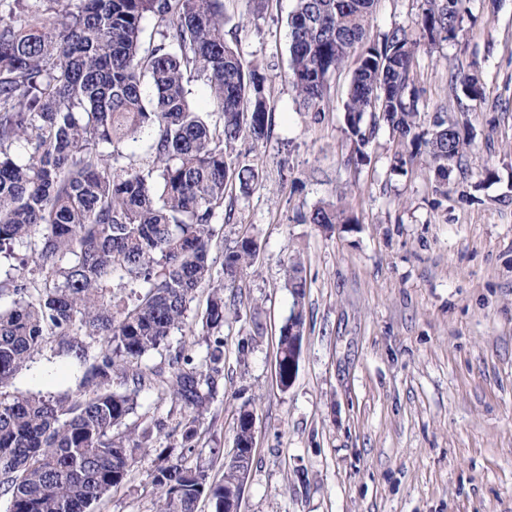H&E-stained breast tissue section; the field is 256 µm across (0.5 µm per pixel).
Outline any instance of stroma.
<instances>
[{"mask_svg":"<svg viewBox=\"0 0 512 512\" xmlns=\"http://www.w3.org/2000/svg\"><path fill=\"white\" fill-rule=\"evenodd\" d=\"M221 2L226 40L267 76L272 132L234 146L235 164L260 183L247 194L227 186L212 258L222 264L245 236L258 254L224 291V377L195 451L180 448V404L157 389L141 392L128 427L162 421L158 447L215 482L248 405L255 438L240 512H512V0H469L456 39L416 55L422 117L448 112L474 136L444 187L423 156L392 171L403 145L385 126L353 161L342 102L357 56L331 77L323 111L303 108L288 79L293 0L258 11ZM424 6L375 0L367 42L397 27L419 37ZM460 71L478 76L483 98L451 85ZM339 199L354 223H308ZM296 258L304 331L284 390L275 363ZM82 374L49 346L11 388L56 397L77 391ZM156 464L139 460L91 512H156Z\"/></svg>","mask_w":512,"mask_h":512,"instance_id":"obj_1","label":"stroma"}]
</instances>
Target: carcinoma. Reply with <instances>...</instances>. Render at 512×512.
Segmentation results:
<instances>
[{"mask_svg":"<svg viewBox=\"0 0 512 512\" xmlns=\"http://www.w3.org/2000/svg\"><path fill=\"white\" fill-rule=\"evenodd\" d=\"M373 5L295 0L289 80L307 110L324 111L328 81L363 41ZM466 10V0H427L421 38H455ZM149 21L161 39L146 48ZM418 46L397 27L367 47L343 111L356 158L366 157L382 123L407 145L393 171L424 154L443 180L472 138L442 113L421 129L411 82ZM192 73L210 89L213 121L190 105ZM266 82L226 41L221 0H13L10 17L0 18V256L13 258L17 244L32 256L0 280V297L12 298V307L0 308V496L10 512H88L148 452L160 461L152 478L157 512H198L203 498L224 512V499L240 498L251 457L232 461L212 483L206 469L154 447L152 428L118 429L136 413L140 393L157 388L184 408L181 445L195 448L222 379L224 288L258 250L253 238L240 239L213 280V224L228 181L244 193L258 182L231 153L242 138L270 137ZM454 82L482 95L471 74ZM144 132L152 168L121 165L127 144ZM308 220L325 230L352 222L334 204L314 207ZM205 282L204 359L183 346L167 366H144L187 326ZM289 287L301 319L306 280L298 261ZM51 341L86 366L82 390L58 398L5 392ZM250 418L240 408V444L250 442Z\"/></svg>","mask_w":512,"mask_h":512,"instance_id":"1","label":"carcinoma"}]
</instances>
